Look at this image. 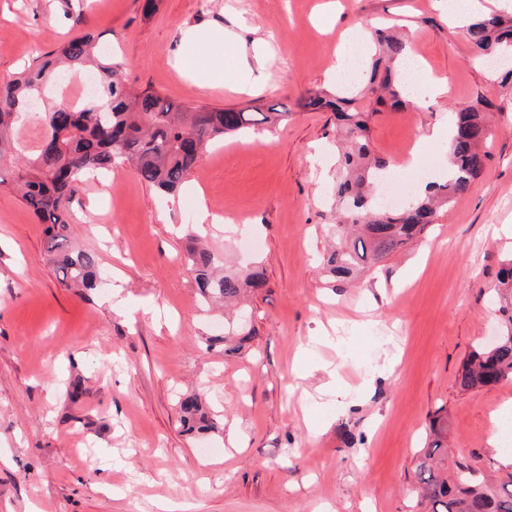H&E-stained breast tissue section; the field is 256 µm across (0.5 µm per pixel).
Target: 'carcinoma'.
Masks as SVG:
<instances>
[{
  "label": "carcinoma",
  "instance_id": "1",
  "mask_svg": "<svg viewBox=\"0 0 512 512\" xmlns=\"http://www.w3.org/2000/svg\"><path fill=\"white\" fill-rule=\"evenodd\" d=\"M465 33L477 60L512 56L511 18L478 17L466 25ZM374 34V60L359 91H310L297 101L304 110L332 112L341 132L333 188L334 244L323 256L325 273L341 283L351 282L422 234L436 222L440 208L468 192L487 160L482 145L489 137L485 113L492 104L479 100L454 111L445 182L426 184L424 193L414 194L397 211L383 206L376 189L388 165L370 149L369 119L381 106L399 110L412 101L397 71L408 51L406 40L391 27L377 28ZM97 39L91 31L72 37L38 56L28 72L0 86V185L10 184L45 225L46 251L61 283L86 290L97 288L101 275L97 256L70 242L71 208L83 184L128 162L140 182L175 194L208 147L258 125L276 127L288 116V109L274 105L265 112L185 106L148 89L136 91L125 80L122 65L99 50ZM72 70L95 76L102 106L55 100L52 88ZM32 99L43 101L39 118L45 136L41 145L21 157L17 132ZM188 239L185 260L206 303L227 304L247 289L265 287L262 269L225 271L221 258L198 244L194 232ZM495 311L499 341L492 347L481 343L469 353L455 379L462 391L512 379V259L499 273ZM253 334L252 311L242 308L224 320V334L209 337L206 348L221 344L224 355H240ZM180 410L185 432L200 435L214 428L200 396L182 399ZM430 432L431 442L417 466V489L429 512H512V474L504 481L485 480L468 463H458L448 473L447 421L434 419Z\"/></svg>",
  "mask_w": 512,
  "mask_h": 512
}]
</instances>
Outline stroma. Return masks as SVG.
<instances>
[{"mask_svg":"<svg viewBox=\"0 0 512 512\" xmlns=\"http://www.w3.org/2000/svg\"><path fill=\"white\" fill-rule=\"evenodd\" d=\"M0 0V81L40 53L91 30L112 44L127 82L190 106L280 104L289 116L208 150L185 188L164 196L130 167L88 183L70 238L96 253L108 280L62 285L43 226L0 187V512H426L416 468L433 418L448 419L449 461L506 478L488 440L512 405V380L462 391L455 378L496 315L492 299L512 258V86L506 65L470 60L459 23L436 0ZM397 21L423 69L448 79L428 108L370 122L375 155L404 194L421 171H445L447 136L424 128L484 99L497 108L489 158L467 194L423 236L371 267L359 284L332 283L320 257L335 221L330 187L336 127L296 102L334 90L342 39ZM223 37L224 61L256 80L199 88L181 73L186 32ZM420 143L418 168L404 166ZM230 223L200 232L239 267L262 266L247 354L204 350L224 316L204 304L183 256L200 206ZM336 379L346 392L324 391ZM84 393L71 399L69 384ZM199 394L216 430L182 433L178 400Z\"/></svg>","mask_w":512,"mask_h":512,"instance_id":"obj_1","label":"stroma"}]
</instances>
